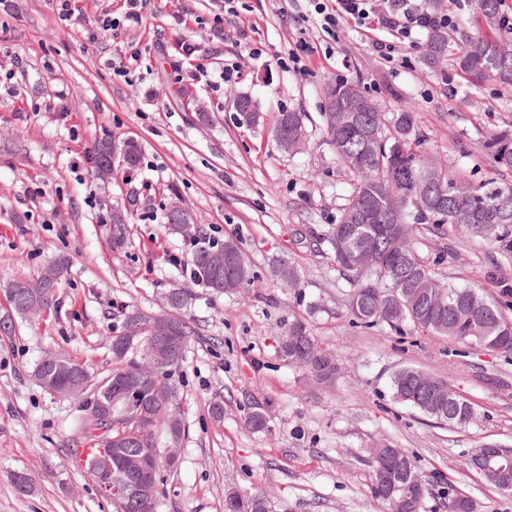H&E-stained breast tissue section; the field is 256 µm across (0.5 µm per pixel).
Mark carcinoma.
Wrapping results in <instances>:
<instances>
[{
  "mask_svg": "<svg viewBox=\"0 0 512 512\" xmlns=\"http://www.w3.org/2000/svg\"><path fill=\"white\" fill-rule=\"evenodd\" d=\"M476 22L498 31L494 39L480 32H459L456 48L448 50V31L430 28L427 33L426 63L436 66L449 62L460 77L470 83L493 79L512 86V25L503 23L504 0H473ZM337 96L353 102H365L362 112H338L328 107L323 113L328 137L336 155L351 177V192L347 203L336 217V223L312 227L309 239L329 244L336 270L345 280V317L355 327L371 329L387 326L396 332L408 327L417 333L432 336L453 352L460 343L485 348L497 338V352L512 355V303L490 298L488 289L497 288L502 296L512 295L505 281H491L486 286L472 288L440 283L445 293V307L430 302L429 282L435 280L430 266L417 252L418 239L425 231H438L443 225H468L469 233L497 246L507 255L512 254V185L494 179L470 183L448 171V162L431 157L425 147L423 134L418 132L414 114L404 108L395 113L391 126H386L376 104L369 100L360 83L339 81L327 89V97ZM239 116L255 125L259 114L252 101L240 96L234 101ZM286 134L292 138L288 151L303 148L307 140L305 115L301 112H282L275 129V139ZM491 166L498 172L512 171V130H502L484 145ZM112 142L104 140L96 152L97 174L107 179L112 175ZM368 250L374 259L372 269L362 271L346 259L353 251ZM226 252H243L239 241L226 239L219 243L206 233L192 241L188 266L190 276L205 288H212L216 275L214 259ZM66 268L65 261L49 264L36 278L45 283L50 296L46 309L56 306V284ZM274 274L288 287L300 283L299 269L286 260L273 262ZM233 279L240 288L253 279L252 266L239 259ZM214 289V288H212ZM221 293L223 289L216 288ZM170 311L177 314L175 321L183 330L184 340L194 334L188 318L183 314L191 295L174 289L169 292ZM280 356L292 365L303 368L318 381L325 382L336 375L334 358L323 352L311 336L308 325L295 321L283 336ZM66 367L84 377L90 387L97 388L95 402L108 401L112 381L96 373L88 364L64 357ZM179 366L174 361L155 370L158 382L177 400L172 383L173 371ZM153 367L152 361L141 365L127 362L118 355L113 360L112 372L133 374L142 368ZM443 391L444 400L434 401L428 389ZM392 399L414 408L429 418L449 425H464L475 416L472 403L458 394L442 377L434 376L414 366H405L391 377ZM265 410L256 404L246 417V426L253 432L266 430ZM168 423L163 417L153 425V431L143 441L130 439L124 453L133 457L149 456L156 471L155 489L145 497L149 506L138 502H115V512H157L164 495L162 456L155 436L163 431L168 440H180L185 433L183 420L174 412ZM393 449L377 448L369 461L370 488L374 500L384 512H422L423 503L431 490L434 476L420 470L416 461L405 451L399 453L402 471L397 486L388 482V467ZM488 465L497 470L498 482L490 485L503 494L512 493V448L493 458ZM233 505L229 512H267L266 496L236 493L225 497Z\"/></svg>",
  "mask_w": 512,
  "mask_h": 512,
  "instance_id": "carcinoma-1",
  "label": "carcinoma"
}]
</instances>
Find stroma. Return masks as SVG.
<instances>
[{
    "label": "stroma",
    "instance_id": "1",
    "mask_svg": "<svg viewBox=\"0 0 512 512\" xmlns=\"http://www.w3.org/2000/svg\"><path fill=\"white\" fill-rule=\"evenodd\" d=\"M14 4L0 10V72L14 86L0 93V308L7 285L49 259L65 257L68 269L58 310L0 336V512H113L76 461L89 445L80 402L47 392L33 370L56 351L100 373L111 369L103 337L120 333L126 311L161 312L176 288L191 295L186 316L195 334L173 376L186 431L159 512H224L230 488L267 492L270 512H379L367 459L384 444L467 493L477 512H512V495L466 467L482 444L512 446V356L470 349L455 357L411 330L352 327L328 244L301 238L307 226L335 223L351 191L322 117L328 85L360 81L387 119L412 106L428 149L468 181L494 175L482 146L512 128V86H470L426 67L422 30L384 60L372 42L387 32L351 22L325 33L307 0H239L220 38L211 29L216 0H149L142 25L93 42L98 15L121 16L123 0H79L67 21L49 0ZM181 36L194 43L192 56L178 53ZM301 43L309 47L303 71L283 67ZM132 44L141 51L137 65L127 77L113 75L106 60ZM235 63L237 81L222 85L225 66ZM238 96L254 102L259 126L242 125ZM288 111L306 115L308 144L298 153L272 137L278 113ZM106 138L137 141L141 160L104 182L94 175V149ZM176 202L216 241L241 243L250 288L216 294L191 279V241L167 228ZM116 206L128 213L119 248L110 224ZM443 249L448 255L434 268L440 280L512 282V259L463 229L418 243L427 261ZM277 256L300 269L298 288L273 276ZM314 302L323 312L310 314ZM303 317L337 360L331 384L279 356L289 325ZM405 365L447 379L473 403L475 419L449 428L394 402L389 377ZM216 402L224 405L219 423L209 416ZM254 402L270 419L259 435L244 426ZM18 473L31 478L30 493L16 490Z\"/></svg>",
    "mask_w": 512,
    "mask_h": 512
}]
</instances>
